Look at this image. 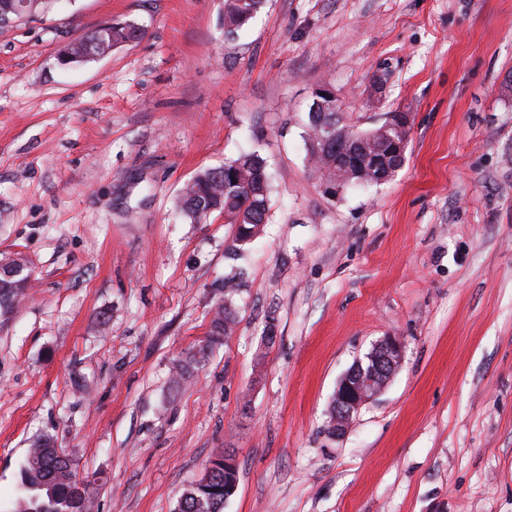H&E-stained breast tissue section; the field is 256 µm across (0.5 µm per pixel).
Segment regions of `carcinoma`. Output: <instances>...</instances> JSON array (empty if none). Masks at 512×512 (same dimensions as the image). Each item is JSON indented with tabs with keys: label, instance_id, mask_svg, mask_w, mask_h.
Wrapping results in <instances>:
<instances>
[{
	"label": "carcinoma",
	"instance_id": "cac0c4a2",
	"mask_svg": "<svg viewBox=\"0 0 512 512\" xmlns=\"http://www.w3.org/2000/svg\"><path fill=\"white\" fill-rule=\"evenodd\" d=\"M262 0H224V37L233 38L261 8ZM139 27L112 26V41L118 46L140 40ZM327 117L336 127L338 151L320 154L316 151L324 135L319 123L309 121L307 150L309 161L321 177H338L344 165L347 145L344 135L353 132L342 122L339 106L333 105ZM270 178L265 159L255 153H244L224 165L199 171L184 187L177 202L181 217L191 224H205L215 212L224 214V223L236 226L231 250L249 244L259 225L266 222ZM12 281L0 278V315L8 316L16 307L22 292L11 287ZM231 304L217 307L207 336L176 360L170 384L179 389L205 363L213 349L234 328ZM74 460L58 454L50 436L39 438L29 449L21 469V480L15 498L0 512H92L91 483L71 481ZM208 481L190 484L181 494L175 512H222L224 503L233 496L238 476L224 471L223 455H217L206 467Z\"/></svg>",
	"mask_w": 512,
	"mask_h": 512
}]
</instances>
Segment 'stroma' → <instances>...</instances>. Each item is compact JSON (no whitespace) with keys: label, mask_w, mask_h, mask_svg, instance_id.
I'll use <instances>...</instances> for the list:
<instances>
[{"label":"stroma","mask_w":512,"mask_h":512,"mask_svg":"<svg viewBox=\"0 0 512 512\" xmlns=\"http://www.w3.org/2000/svg\"><path fill=\"white\" fill-rule=\"evenodd\" d=\"M106 22L143 37L59 66ZM223 22L224 0H49L0 25V260L32 275L0 323V500L50 435L95 512H173L219 452L239 464L224 512H512V0H266L233 40ZM322 86L363 131L410 114L388 182L324 191ZM248 150L269 220L233 334L173 391L236 232L176 198ZM388 336L401 365L329 436L340 378Z\"/></svg>","instance_id":"1"}]
</instances>
